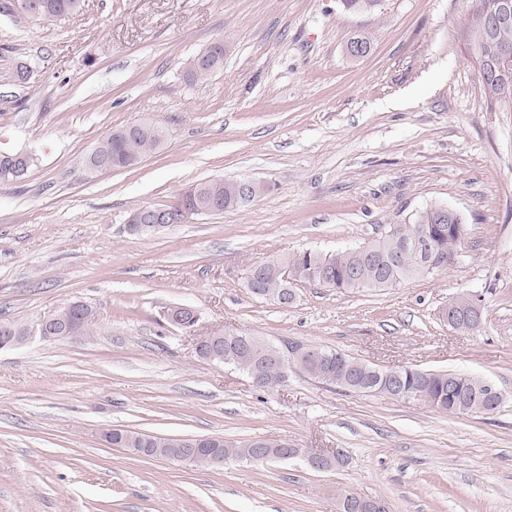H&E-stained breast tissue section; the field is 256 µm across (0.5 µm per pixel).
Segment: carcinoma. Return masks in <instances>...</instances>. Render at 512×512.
<instances>
[{
    "mask_svg": "<svg viewBox=\"0 0 512 512\" xmlns=\"http://www.w3.org/2000/svg\"><path fill=\"white\" fill-rule=\"evenodd\" d=\"M39 6L37 21H57L78 16L81 0H26ZM496 0H469L470 22L467 31L470 44L487 56L507 53L512 61V21L490 31L487 28L490 12ZM163 136L148 123L128 124L106 135L95 147L94 156L107 158L120 168L133 167L139 159L162 145ZM237 181L222 178L203 181L191 186L187 193L163 207L170 214L172 223L180 224L187 219L185 211L206 212L215 206L219 210L241 207ZM463 223L455 212H440L429 206L414 214L407 224H394L380 237L354 249L335 254L303 250L281 258H273L264 266L251 268L249 275L251 293H262L271 300L287 293L290 284L282 278L277 266L288 261V276L300 282L317 283L327 288L354 290L358 288H392L413 278L423 276L418 256L400 255L404 241L414 233L429 231V250L443 263L454 254L461 244L458 226ZM224 363L250 374L253 367L263 364V380L257 388L266 390L280 385L286 379L285 372L275 358L280 348L248 335L226 338L219 347ZM303 347L287 349L294 355L293 370L322 384L335 386L344 391L383 395L395 388L402 393L421 391L426 400L439 410L449 414H488L485 396L487 381L477 376H460L446 371H424L412 367L400 369L391 381L384 378L385 370L362 362L344 352L323 349L321 357L312 359L297 356ZM105 440L117 448H151L156 457L180 460L173 439L147 433L115 429L106 433ZM279 440L257 439L243 445H231L224 441L211 447L186 451L192 454L191 462L217 467L231 458L253 460L263 448H282Z\"/></svg>",
    "mask_w": 512,
    "mask_h": 512,
    "instance_id": "obj_1",
    "label": "carcinoma"
}]
</instances>
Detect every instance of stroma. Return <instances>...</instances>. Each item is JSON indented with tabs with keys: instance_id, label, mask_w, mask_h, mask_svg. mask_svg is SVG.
Returning a JSON list of instances; mask_svg holds the SVG:
<instances>
[{
	"instance_id": "obj_1",
	"label": "stroma",
	"mask_w": 512,
	"mask_h": 512,
	"mask_svg": "<svg viewBox=\"0 0 512 512\" xmlns=\"http://www.w3.org/2000/svg\"><path fill=\"white\" fill-rule=\"evenodd\" d=\"M467 19V0L367 14L340 0H84L44 24L0 12V152L36 155L25 180L0 182V321L27 327L77 300L97 314L91 334L0 353V512H341L347 494L391 512H512V108L486 101ZM360 35L371 49L355 58ZM218 39L223 67L190 80L188 60ZM145 120L166 131L159 149L86 169L108 132ZM220 177L267 189L129 233L134 211ZM435 203L466 226L441 271L394 288L305 283L285 306L247 287L254 265L361 246ZM463 292L485 302L469 332L441 318ZM173 305L198 313L201 336L480 376L504 398L455 415L295 372L263 391L199 358L161 317ZM111 429L271 438L346 462L207 468L113 447Z\"/></svg>"
}]
</instances>
